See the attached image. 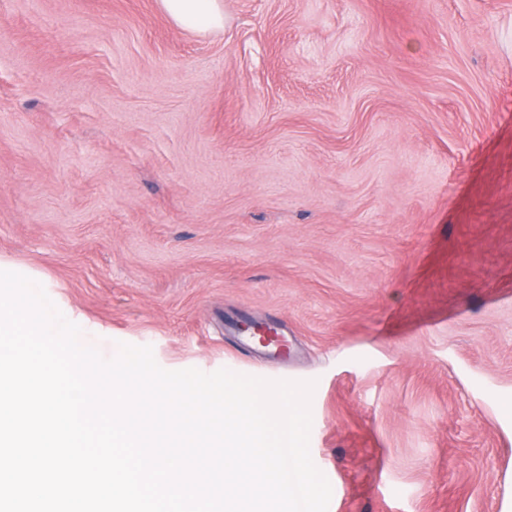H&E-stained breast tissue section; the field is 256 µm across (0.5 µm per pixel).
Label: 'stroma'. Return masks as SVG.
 <instances>
[{
  "instance_id": "1",
  "label": "stroma",
  "mask_w": 512,
  "mask_h": 512,
  "mask_svg": "<svg viewBox=\"0 0 512 512\" xmlns=\"http://www.w3.org/2000/svg\"><path fill=\"white\" fill-rule=\"evenodd\" d=\"M223 2L0 0V266L104 358L315 381L328 512H512V0ZM160 10L180 26L198 33L219 30L224 26L222 0H157Z\"/></svg>"
}]
</instances>
